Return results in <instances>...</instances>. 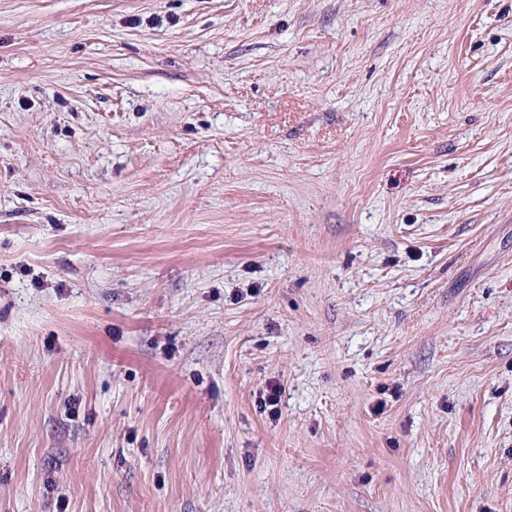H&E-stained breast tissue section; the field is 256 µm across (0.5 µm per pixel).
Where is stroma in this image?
Here are the masks:
<instances>
[{
	"instance_id": "obj_1",
	"label": "stroma",
	"mask_w": 512,
	"mask_h": 512,
	"mask_svg": "<svg viewBox=\"0 0 512 512\" xmlns=\"http://www.w3.org/2000/svg\"><path fill=\"white\" fill-rule=\"evenodd\" d=\"M60 504L512 512V0H0V512Z\"/></svg>"
}]
</instances>
